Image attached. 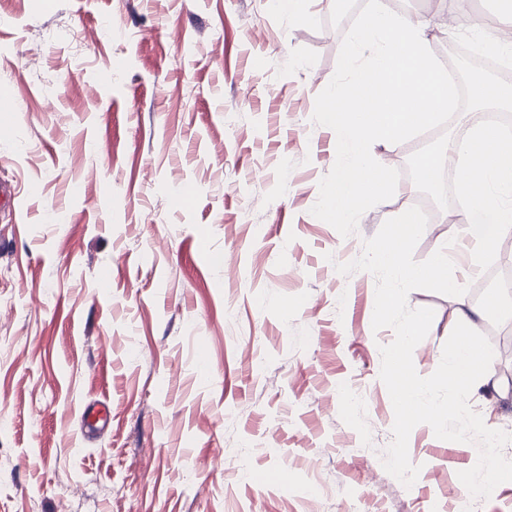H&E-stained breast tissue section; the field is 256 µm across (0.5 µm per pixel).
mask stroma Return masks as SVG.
Here are the masks:
<instances>
[{
  "mask_svg": "<svg viewBox=\"0 0 512 512\" xmlns=\"http://www.w3.org/2000/svg\"><path fill=\"white\" fill-rule=\"evenodd\" d=\"M310 9L307 25L278 0H0V102L18 109L0 181L21 191L0 211V512H512V482L471 498L458 473L476 445L429 425L409 436L412 487L383 467L394 332L372 328L374 276L336 266L413 206L405 160L428 139L372 145L402 175L351 236L312 215L336 159L315 98L350 23ZM403 9L450 63L433 0ZM448 255L474 305L493 272L512 277V233L492 271L466 241ZM408 304L434 311L413 352L426 377L459 302ZM478 335L506 397L469 403L512 433V318ZM93 402L110 420L91 437Z\"/></svg>",
  "mask_w": 512,
  "mask_h": 512,
  "instance_id": "obj_1",
  "label": "stroma"
}]
</instances>
